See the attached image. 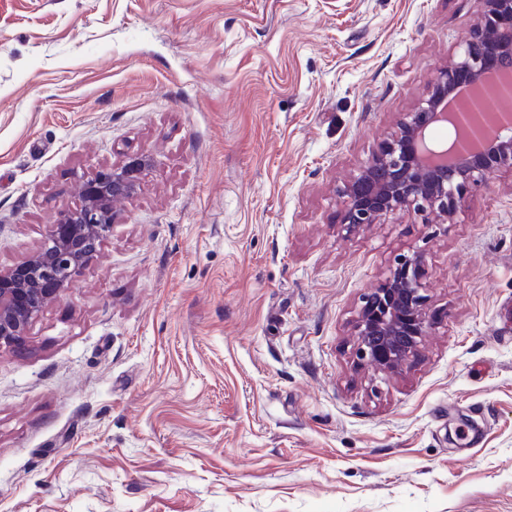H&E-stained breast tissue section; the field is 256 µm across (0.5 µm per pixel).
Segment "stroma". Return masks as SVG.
<instances>
[{
	"label": "stroma",
	"instance_id": "35a3bbf8",
	"mask_svg": "<svg viewBox=\"0 0 512 512\" xmlns=\"http://www.w3.org/2000/svg\"><path fill=\"white\" fill-rule=\"evenodd\" d=\"M479 0H0V270L83 181L74 289L0 346V512H512V171L445 224L341 189L459 57ZM423 252L403 370L362 297Z\"/></svg>",
	"mask_w": 512,
	"mask_h": 512
}]
</instances>
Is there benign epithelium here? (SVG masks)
Instances as JSON below:
<instances>
[{"mask_svg":"<svg viewBox=\"0 0 512 512\" xmlns=\"http://www.w3.org/2000/svg\"><path fill=\"white\" fill-rule=\"evenodd\" d=\"M479 3L481 20L463 40L458 60L434 75L428 96L403 113L397 130L343 186L341 223L355 229L413 211L446 224L471 188L495 171L512 170L511 111H443L463 92L472 100L512 98V78L487 80L512 67V0ZM438 123L456 130L455 141L441 152L425 142L427 130ZM152 167L150 157L136 156L98 171L84 182L81 204L61 211L44 248L0 271V345H21L44 305L76 286L78 273L110 232L113 200L135 195ZM422 266L419 252L398 257L389 276L363 296L354 324L358 361L395 372L418 351L427 323Z\"/></svg>","mask_w":512,"mask_h":512,"instance_id":"benign-epithelium-1","label":"benign epithelium"}]
</instances>
